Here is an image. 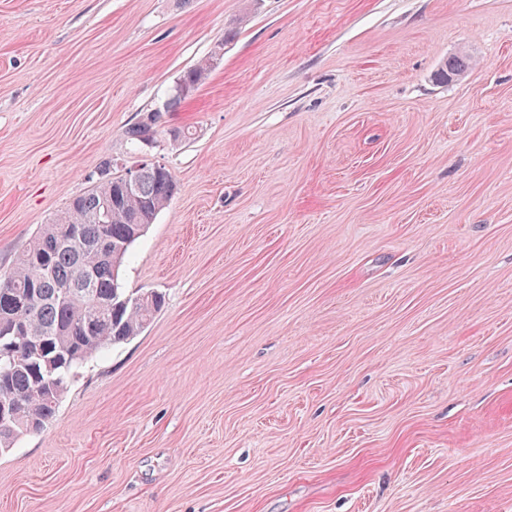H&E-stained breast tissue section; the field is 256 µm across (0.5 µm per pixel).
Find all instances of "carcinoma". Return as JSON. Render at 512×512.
Returning a JSON list of instances; mask_svg holds the SVG:
<instances>
[{
	"label": "carcinoma",
	"mask_w": 512,
	"mask_h": 512,
	"mask_svg": "<svg viewBox=\"0 0 512 512\" xmlns=\"http://www.w3.org/2000/svg\"><path fill=\"white\" fill-rule=\"evenodd\" d=\"M470 65L468 56L457 55L444 62L437 79L446 82ZM211 71L208 56L184 71L164 110L191 97ZM162 111L155 110L156 117ZM157 126L140 120L125 130V137L132 145L144 144L155 139ZM111 168L112 161L103 162L97 184L70 199L0 277V293L6 290L25 300L21 309L0 301V325L20 316L29 325V335L16 339L17 361L0 367V404L12 410L10 425L0 423V452L44 430L83 363L108 345L139 335L164 306L159 292L145 299L126 293L119 275L130 246L176 192V179L162 165L148 166L137 173V190L129 192L124 176L112 175ZM72 225L81 229L77 244L66 241ZM87 272L89 295L83 288Z\"/></svg>",
	"instance_id": "cac0c4a2"
}]
</instances>
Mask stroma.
<instances>
[{"label": "stroma", "instance_id": "35a3bbf8", "mask_svg": "<svg viewBox=\"0 0 512 512\" xmlns=\"http://www.w3.org/2000/svg\"><path fill=\"white\" fill-rule=\"evenodd\" d=\"M218 42L0 512H512V0H0V274Z\"/></svg>", "mask_w": 512, "mask_h": 512}]
</instances>
